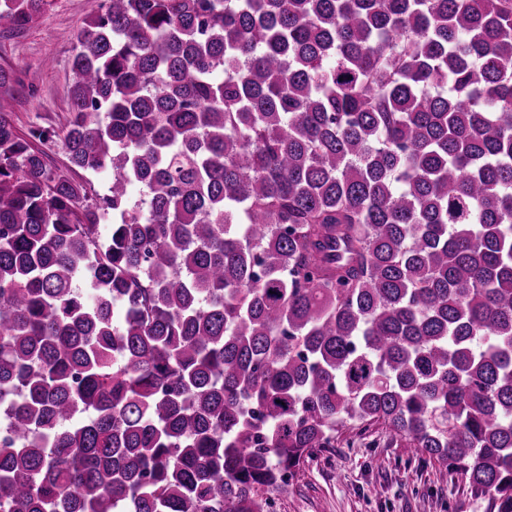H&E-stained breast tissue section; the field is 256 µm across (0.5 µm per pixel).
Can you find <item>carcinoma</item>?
Returning <instances> with one entry per match:
<instances>
[{
	"label": "carcinoma",
	"instance_id": "obj_1",
	"mask_svg": "<svg viewBox=\"0 0 512 512\" xmlns=\"http://www.w3.org/2000/svg\"><path fill=\"white\" fill-rule=\"evenodd\" d=\"M71 68L26 135L0 69V512H270L345 430L512 512V0H103Z\"/></svg>",
	"mask_w": 512,
	"mask_h": 512
}]
</instances>
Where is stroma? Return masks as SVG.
Instances as JSON below:
<instances>
[{
	"mask_svg": "<svg viewBox=\"0 0 512 512\" xmlns=\"http://www.w3.org/2000/svg\"><path fill=\"white\" fill-rule=\"evenodd\" d=\"M102 0H52L32 27L0 35V68L12 72V120L20 132L64 129L71 112L76 35ZM338 447L307 462L276 493L279 512H486L458 475L441 477L415 449L388 444L376 433L363 440L344 433Z\"/></svg>",
	"mask_w": 512,
	"mask_h": 512,
	"instance_id": "35a3bbf8",
	"label": "stroma"
}]
</instances>
